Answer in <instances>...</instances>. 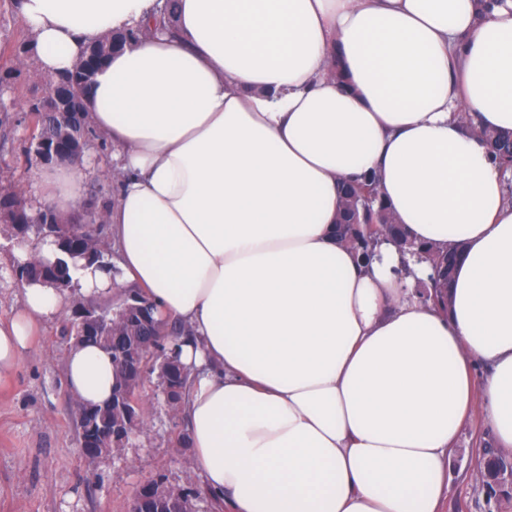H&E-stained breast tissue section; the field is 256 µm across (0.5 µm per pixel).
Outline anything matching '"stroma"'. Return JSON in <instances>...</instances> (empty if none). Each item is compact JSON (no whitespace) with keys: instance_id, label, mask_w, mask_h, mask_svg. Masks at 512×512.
<instances>
[{"instance_id":"obj_1","label":"stroma","mask_w":512,"mask_h":512,"mask_svg":"<svg viewBox=\"0 0 512 512\" xmlns=\"http://www.w3.org/2000/svg\"><path fill=\"white\" fill-rule=\"evenodd\" d=\"M0 73L18 76L0 97V183L13 184L31 200L37 165L27 163V103L43 83L34 65H18L14 47L25 36L15 8L0 0ZM76 168L84 175V200L111 206L115 191L109 151L99 137ZM66 317L48 322L14 373L0 380V512H126L137 490L162 481L175 491L200 487L183 441L186 424L169 411L157 371L146 370L138 389L146 411L120 454L88 461L81 450L79 412L64 379L72 337ZM491 437L480 415L465 423L452 457L443 512H512V491H489L476 484L472 461Z\"/></svg>"}]
</instances>
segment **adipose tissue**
I'll return each instance as SVG.
<instances>
[{
    "mask_svg": "<svg viewBox=\"0 0 512 512\" xmlns=\"http://www.w3.org/2000/svg\"><path fill=\"white\" fill-rule=\"evenodd\" d=\"M163 4H18L47 77L139 38L90 90L116 255L64 289L21 282L0 380L74 297L131 288L191 330L167 354L190 371L191 468L225 512H441L474 407L512 448V192L459 116L512 133V0H174L159 27ZM369 172L413 241L462 246L448 310L413 292L426 265L337 242L338 183ZM81 185L46 167L34 207L74 210ZM65 381L107 403L110 355L72 342ZM137 35L138 33L134 32L128 34H116L115 36L117 37H113L111 40H109V42L99 40L98 42L87 47L79 63L72 71H69L58 78L69 80L78 79V83H81L78 85V91L84 96V93H87V89L89 87L88 83L90 82V79L93 76L95 70L99 66L103 65L112 56V51L116 48H114L112 45L115 44V46H118L128 40H134L136 39ZM89 62L93 63V70L89 76H84L82 71L85 65H87Z\"/></svg>",
    "mask_w": 512,
    "mask_h": 512,
    "instance_id": "ef3b65f1",
    "label": "adipose tissue"
}]
</instances>
